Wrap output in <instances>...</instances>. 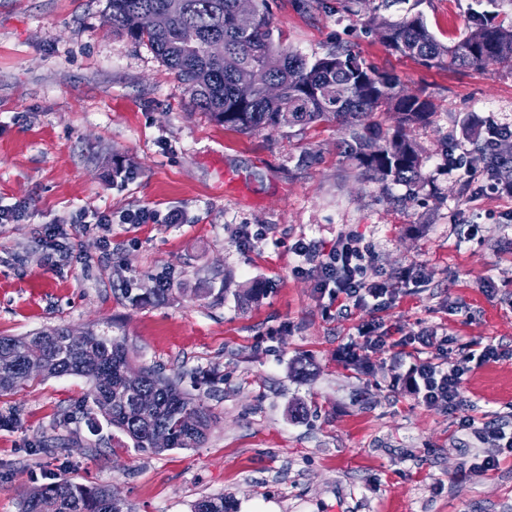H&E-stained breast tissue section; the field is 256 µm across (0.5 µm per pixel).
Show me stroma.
<instances>
[{"label":"stroma","instance_id":"stroma-1","mask_svg":"<svg viewBox=\"0 0 512 512\" xmlns=\"http://www.w3.org/2000/svg\"><path fill=\"white\" fill-rule=\"evenodd\" d=\"M279 46L308 59L358 54L437 112L410 128L424 186L362 176L338 122L240 133L196 109L178 76L113 30L107 0H0V336L97 325L125 340L134 367L179 376L213 419L198 448L159 455L90 432V385L34 379L0 395V512L34 486H105L132 512H191L224 496L233 512H512V458L496 456L460 414L419 403L399 381L414 345L368 348L363 373L339 357L360 326L393 338L437 327L458 355L501 356L463 380L469 415L512 431V198L488 184L475 144L486 118L512 126V71L451 70L389 50L371 22L422 15L442 43L502 0H262ZM473 172L449 171L446 149ZM148 210L146 224L126 214ZM108 212V224H74ZM179 223H169L171 214ZM56 229L64 255L47 260ZM353 234L367 275L393 292L382 309L340 314L298 271L297 240L330 248ZM168 280V299L148 298Z\"/></svg>","mask_w":512,"mask_h":512}]
</instances>
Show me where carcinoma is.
Wrapping results in <instances>:
<instances>
[{
	"mask_svg": "<svg viewBox=\"0 0 512 512\" xmlns=\"http://www.w3.org/2000/svg\"><path fill=\"white\" fill-rule=\"evenodd\" d=\"M177 5L164 30L148 23L150 13ZM238 0H108L107 20L115 31L147 44L174 70L185 85L193 105L225 127L244 133L280 129L333 119L344 130L343 153L366 177L384 185L402 184L416 191L423 182L424 158L406 130L429 124L433 103L424 93L411 92L399 81L342 47L312 61L275 46L267 15L253 4L255 27L241 33L235 27ZM381 41L406 57L446 63L448 68H512V24L477 18L464 36L448 45L427 29L421 15L391 22L376 18ZM224 39L222 65L204 48L213 38ZM269 58L279 65L264 69ZM282 85L279 98L262 90L266 81ZM377 112L395 116L392 134L382 136L369 118ZM499 142L506 149L492 154L487 170L493 177L512 175V135ZM130 365L123 340L107 330L87 328L81 336L69 335L59 325L51 335L0 336V392L12 391L34 378L76 375L92 383V405L85 419L91 431L101 422L128 437L143 452L162 454L174 449L200 447L213 413L200 399L184 394L170 379L152 368L142 369L135 386L124 382ZM167 436V447L154 446V436ZM22 512H131L114 502L103 487H86L59 480L45 486L38 501L25 497ZM192 512H230L226 498L202 497Z\"/></svg>",
	"mask_w": 512,
	"mask_h": 512,
	"instance_id": "1",
	"label": "carcinoma"
}]
</instances>
